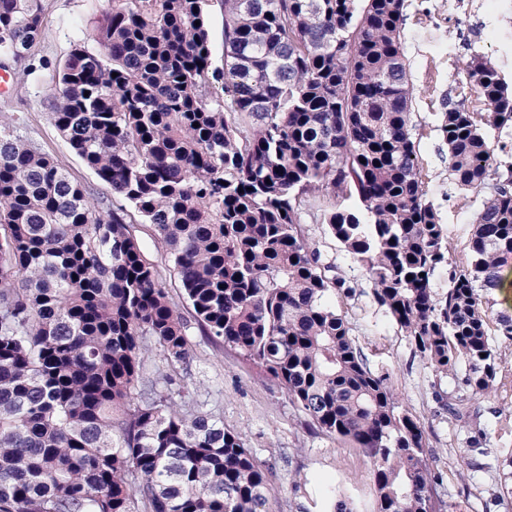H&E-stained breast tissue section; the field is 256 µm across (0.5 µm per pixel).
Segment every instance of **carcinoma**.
<instances>
[{"label": "carcinoma", "mask_w": 512, "mask_h": 512, "mask_svg": "<svg viewBox=\"0 0 512 512\" xmlns=\"http://www.w3.org/2000/svg\"><path fill=\"white\" fill-rule=\"evenodd\" d=\"M209 2L112 0L96 46L74 41L49 108L107 193L0 119V512H270V467L186 384L188 325L133 224L165 245L205 335L370 459L376 512H460L336 308L355 285L301 224L326 199L316 220L413 353L445 375L464 361L460 384L489 395L478 289L512 288V163L494 162L489 131L512 137V88L473 58L482 108L442 113L452 183L483 194L460 266L412 134L405 0H220L221 67ZM48 6L0 0V59H25ZM448 411L486 435L479 412ZM209 25L214 62L216 65L222 66L224 64L223 9L220 2L215 0H212L209 7Z\"/></svg>", "instance_id": "cac0c4a2"}]
</instances>
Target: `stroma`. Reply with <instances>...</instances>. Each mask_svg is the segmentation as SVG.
I'll use <instances>...</instances> for the list:
<instances>
[{"label":"stroma","instance_id":"1","mask_svg":"<svg viewBox=\"0 0 512 512\" xmlns=\"http://www.w3.org/2000/svg\"><path fill=\"white\" fill-rule=\"evenodd\" d=\"M112 0H49L42 37L15 68V93L0 99V116L18 126L31 145L54 157L69 176L82 184L95 177L57 131L46 106L57 88V73L69 54L76 32L92 36ZM404 53L414 87L411 122L429 198L447 226L448 257L458 265L469 259L471 224L479 202L475 194L456 190L449 172L448 145L439 130L448 107L474 101L466 64L479 55L512 85V5L491 0H406ZM306 238L324 259L335 263L356 286L350 299L337 298L351 336L374 371L388 373L400 402L415 415L428 438L432 464L443 482V500L458 502L463 512H512V496L496 507L488 501L497 489L503 459L512 457V343L500 341L499 369L490 396L475 397L454 376L435 372L415 356L403 335L370 296L364 269L327 233L324 225L305 224ZM135 233L145 254L163 267L169 296L180 302L189 320V382L210 401L225 426L239 431L254 454L273 469L271 512H329L332 497L350 499L356 512H374L372 466L348 443L309 430L287 393L235 350L204 336L181 303L177 274L151 226ZM465 400L479 408L486 435L469 442L471 430L455 420L445 402Z\"/></svg>","mask_w":512,"mask_h":512}]
</instances>
